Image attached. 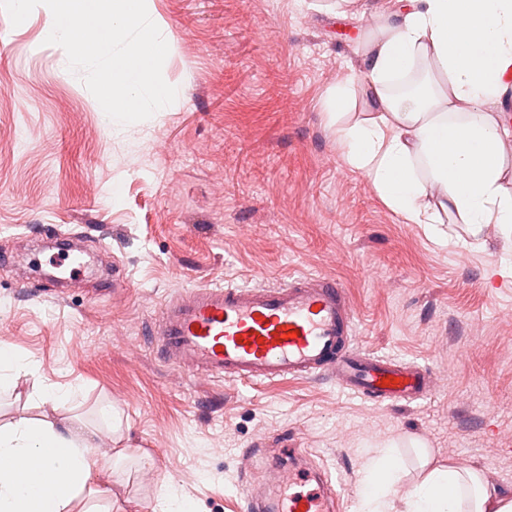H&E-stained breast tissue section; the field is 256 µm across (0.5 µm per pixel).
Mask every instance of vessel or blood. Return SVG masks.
Masks as SVG:
<instances>
[{"mask_svg": "<svg viewBox=\"0 0 512 512\" xmlns=\"http://www.w3.org/2000/svg\"><path fill=\"white\" fill-rule=\"evenodd\" d=\"M148 335L159 360L183 373L249 383L326 375L375 403L418 401L435 391L429 368L376 358L354 344L351 304L328 276L180 293ZM300 477L317 481V489L294 491ZM334 496L330 473L312 462L300 471L270 467L263 490H248L245 500L249 512H318Z\"/></svg>", "mask_w": 512, "mask_h": 512, "instance_id": "obj_1", "label": "vessel or blood"}]
</instances>
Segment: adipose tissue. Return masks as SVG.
<instances>
[{
    "label": "adipose tissue",
    "mask_w": 512,
    "mask_h": 512,
    "mask_svg": "<svg viewBox=\"0 0 512 512\" xmlns=\"http://www.w3.org/2000/svg\"><path fill=\"white\" fill-rule=\"evenodd\" d=\"M427 63L430 81L407 96L388 91L392 81ZM358 72L371 111L343 123L354 92L350 83L329 97L336 149L363 173L378 196L410 224H435L454 215L480 234L482 225L512 231V165L505 159L498 105L512 84V0H395L367 38ZM430 180H421L416 161ZM98 435L84 426L17 418L0 426V512H73L83 493L99 492L112 466L99 453ZM401 505L389 498L402 463L394 453L371 463L368 490L353 512H512V499L458 465L433 466Z\"/></svg>",
    "instance_id": "1"
}]
</instances>
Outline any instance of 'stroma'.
I'll return each mask as SVG.
<instances>
[{"instance_id":"35a3bbf8","label":"stroma","mask_w":512,"mask_h":512,"mask_svg":"<svg viewBox=\"0 0 512 512\" xmlns=\"http://www.w3.org/2000/svg\"><path fill=\"white\" fill-rule=\"evenodd\" d=\"M392 2L152 0L180 95L128 125L45 43L42 8L19 27L0 10V343L31 369L0 390V426L82 421L125 449L84 512H155L168 480L192 512H243V452L286 435L331 471L337 512L364 488L368 449L392 442L407 466L395 501L421 444L512 497V236L488 224L474 247L465 225L406 223L327 123L329 90ZM52 239L87 268L47 294L28 261L48 264ZM300 274L337 278L355 345L429 367L434 395L376 404L326 377L219 381L154 356L146 328L173 294ZM74 384L70 401L38 394Z\"/></svg>"}]
</instances>
